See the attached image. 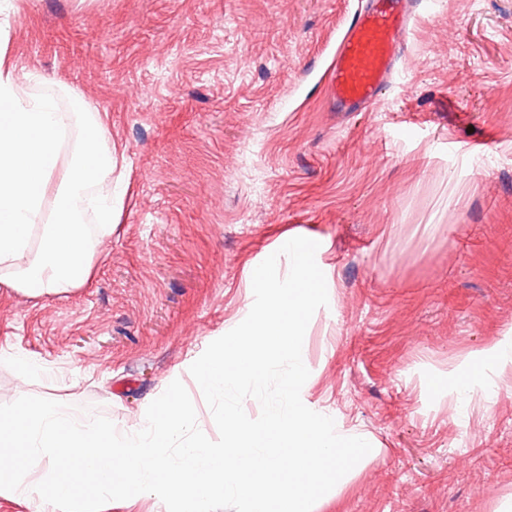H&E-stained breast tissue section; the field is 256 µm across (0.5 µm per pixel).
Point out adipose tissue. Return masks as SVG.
<instances>
[{
  "mask_svg": "<svg viewBox=\"0 0 512 512\" xmlns=\"http://www.w3.org/2000/svg\"><path fill=\"white\" fill-rule=\"evenodd\" d=\"M107 120L104 112H63L52 98L28 96L0 52V283L41 298L88 280L112 235ZM88 212L95 227L83 221Z\"/></svg>",
  "mask_w": 512,
  "mask_h": 512,
  "instance_id": "ef3b65f1",
  "label": "adipose tissue"
}]
</instances>
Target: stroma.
<instances>
[{
  "instance_id": "stroma-1",
  "label": "stroma",
  "mask_w": 512,
  "mask_h": 512,
  "mask_svg": "<svg viewBox=\"0 0 512 512\" xmlns=\"http://www.w3.org/2000/svg\"><path fill=\"white\" fill-rule=\"evenodd\" d=\"M427 2L379 103L337 112L327 68L363 0H0L28 95L109 113L130 179L84 286L0 284V404L126 434L178 379L217 439L189 367L311 233L328 304L301 399L373 448L312 512L512 505V369L479 365L465 414L439 386L512 327V0Z\"/></svg>"
}]
</instances>
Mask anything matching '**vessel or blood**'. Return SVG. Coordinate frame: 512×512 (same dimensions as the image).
I'll return each instance as SVG.
<instances>
[{"label":"vessel or blood","instance_id":"vessel-or-blood-1","mask_svg":"<svg viewBox=\"0 0 512 512\" xmlns=\"http://www.w3.org/2000/svg\"><path fill=\"white\" fill-rule=\"evenodd\" d=\"M422 0H366L336 47L329 75L337 111L363 112L385 93Z\"/></svg>","mask_w":512,"mask_h":512}]
</instances>
